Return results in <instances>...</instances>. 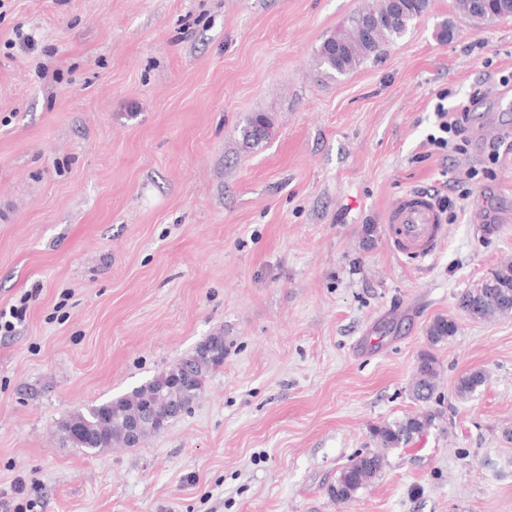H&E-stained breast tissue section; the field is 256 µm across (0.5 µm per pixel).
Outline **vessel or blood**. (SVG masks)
Masks as SVG:
<instances>
[{
    "label": "vessel or blood",
    "instance_id": "obj_1",
    "mask_svg": "<svg viewBox=\"0 0 512 512\" xmlns=\"http://www.w3.org/2000/svg\"><path fill=\"white\" fill-rule=\"evenodd\" d=\"M393 252L424 261L444 239V219L428 194L411 191L398 197L386 214Z\"/></svg>",
    "mask_w": 512,
    "mask_h": 512
}]
</instances>
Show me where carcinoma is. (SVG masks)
<instances>
[{"label": "carcinoma", "mask_w": 512, "mask_h": 512, "mask_svg": "<svg viewBox=\"0 0 512 512\" xmlns=\"http://www.w3.org/2000/svg\"><path fill=\"white\" fill-rule=\"evenodd\" d=\"M430 0H366V3L332 33L316 50V61L325 73L344 75L370 58H377L401 39L428 10ZM456 16L474 27L487 23V6L480 0H454ZM362 17L378 20L369 32L358 24ZM271 122L256 114L241 130L243 143L254 146L267 139ZM460 306L474 320H490L512 314V261H506L493 277L468 289ZM458 331L457 323L438 317L428 326L426 335L433 346L447 342ZM224 335L212 334L190 353L169 364L162 372L131 391L108 402L79 409L63 421L59 431L63 444L87 454L111 448L134 447L161 434L170 422L188 411L204 390L214 365L224 362ZM440 370L429 353L420 356L411 383L413 398L423 404L432 401L438 387ZM482 371L461 376L456 385L459 397L472 396L485 384ZM440 414L424 410L401 420L383 422L373 428L377 449L357 454L330 484L328 493L337 502H347L375 480L386 465V451L408 445L414 438L436 426Z\"/></svg>", "instance_id": "cac0c4a2"}]
</instances>
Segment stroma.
Returning a JSON list of instances; mask_svg holds the SVG:
<instances>
[{"instance_id":"stroma-1","label":"stroma","mask_w":512,"mask_h":512,"mask_svg":"<svg viewBox=\"0 0 512 512\" xmlns=\"http://www.w3.org/2000/svg\"><path fill=\"white\" fill-rule=\"evenodd\" d=\"M361 3L0 0V312L27 307L0 335V502L512 512V315L459 306L512 259V88L498 83L512 17L443 43L452 0H432L379 58L326 75L316 49ZM444 93L478 98L461 154L429 143ZM258 112L273 132L248 147ZM410 190L452 201L422 263L387 241L385 213ZM439 316L458 332L433 346ZM216 332L223 366L162 434L96 455L63 445L77 408ZM426 351L439 427L333 501L371 429L421 410L409 388ZM474 370L485 385L459 398Z\"/></svg>"}]
</instances>
